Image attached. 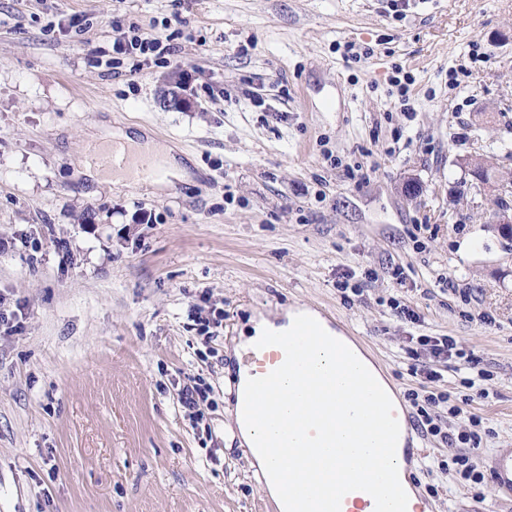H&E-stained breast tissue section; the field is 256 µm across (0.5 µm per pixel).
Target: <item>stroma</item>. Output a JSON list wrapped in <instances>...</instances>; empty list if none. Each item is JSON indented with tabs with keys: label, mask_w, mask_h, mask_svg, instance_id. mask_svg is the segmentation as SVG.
<instances>
[{
	"label": "stroma",
	"mask_w": 512,
	"mask_h": 512,
	"mask_svg": "<svg viewBox=\"0 0 512 512\" xmlns=\"http://www.w3.org/2000/svg\"><path fill=\"white\" fill-rule=\"evenodd\" d=\"M167 31L172 54L113 72L116 41ZM172 72L195 107H160ZM102 127L189 176L87 177ZM471 155L512 179V0H0V294L21 307L0 329V512H270L233 416L240 335L296 303L371 352L409 420L412 394L445 393L449 432L483 419L475 460L512 449V242ZM420 336L465 355L433 363ZM417 441L432 512H512ZM93 142H100V145H106L110 143H117L118 145L125 146L129 149H137L146 154H149L156 162L157 167L161 170L163 177L159 180L153 181L151 184L156 189H163L167 184V176L182 177L184 173L176 162L174 156L171 155L170 150L163 147L158 143H154L149 137L144 138L140 135L129 134L120 129L106 131Z\"/></svg>",
	"instance_id": "1"
}]
</instances>
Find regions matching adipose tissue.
I'll return each instance as SVG.
<instances>
[{
  "label": "adipose tissue",
  "mask_w": 512,
  "mask_h": 512,
  "mask_svg": "<svg viewBox=\"0 0 512 512\" xmlns=\"http://www.w3.org/2000/svg\"><path fill=\"white\" fill-rule=\"evenodd\" d=\"M100 144L115 143L149 154L161 170L162 179L156 180V189H163L168 177L181 176L182 170L169 149L150 138L123 130H110L99 137ZM312 324L326 339L325 344H313L308 357L317 373L324 379L326 399L316 418L325 423L330 437L317 456H326L329 449H351L354 458L361 461L364 478L376 477L385 458V432L380 417H366L368 392H376L388 411L402 413L403 406L390 382L375 363L344 333L334 328L317 311L304 305L290 306L274 318L258 316L250 321L247 336L241 340L245 353L268 349L271 340L295 335L300 325ZM315 389L299 393L293 374L282 375L276 387L268 392L261 407L265 423L253 427L250 422L238 421L242 444L250 448L254 464L265 479L266 491L272 499L282 496L284 484L295 483L313 493L334 492L347 485L353 476L349 467L337 464L330 474L312 468L304 456L294 453L282 441L284 430L292 428L296 416L308 413V398Z\"/></svg>",
  "instance_id": "adipose-tissue-1"
}]
</instances>
